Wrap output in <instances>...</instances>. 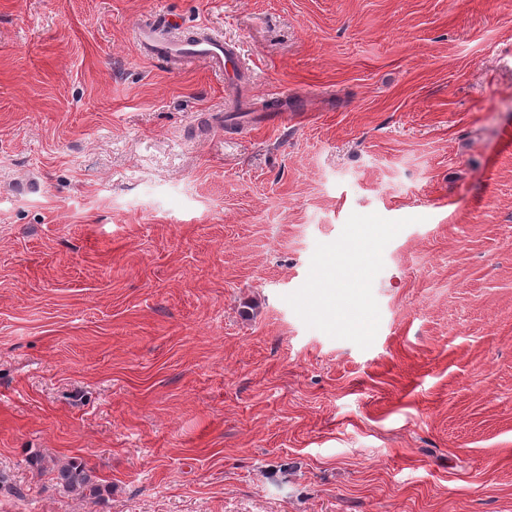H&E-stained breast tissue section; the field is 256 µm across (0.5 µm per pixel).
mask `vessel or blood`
Returning a JSON list of instances; mask_svg holds the SVG:
<instances>
[{"instance_id": "vessel-or-blood-1", "label": "vessel or blood", "mask_w": 512, "mask_h": 512, "mask_svg": "<svg viewBox=\"0 0 512 512\" xmlns=\"http://www.w3.org/2000/svg\"><path fill=\"white\" fill-rule=\"evenodd\" d=\"M133 35L137 45L157 61L180 68L202 62L223 74L232 86L244 77L238 45L225 41L212 30L201 31L190 38L171 36L160 39L149 28L140 25L135 27Z\"/></svg>"}]
</instances>
